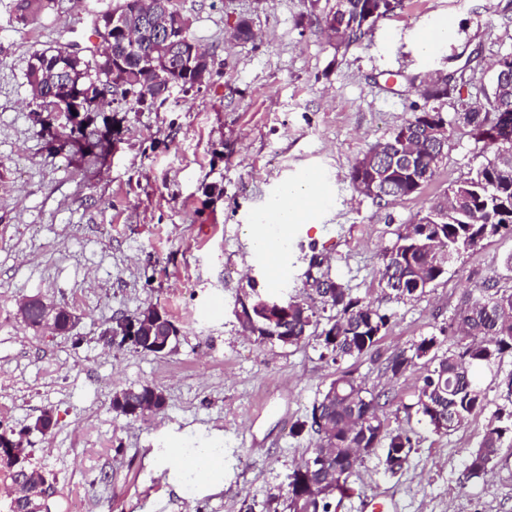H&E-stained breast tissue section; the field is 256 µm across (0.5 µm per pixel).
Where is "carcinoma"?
<instances>
[{
	"label": "carcinoma",
	"mask_w": 512,
	"mask_h": 512,
	"mask_svg": "<svg viewBox=\"0 0 512 512\" xmlns=\"http://www.w3.org/2000/svg\"><path fill=\"white\" fill-rule=\"evenodd\" d=\"M401 5V0H336L316 22L328 25L354 23L355 39L361 41L373 30L362 25L367 12L385 18ZM172 10L171 0H153L151 9L139 16L134 31L125 39L104 45L103 52L86 60L66 48L37 52L29 61L25 76L30 91L40 87L41 111L64 112L73 90L83 95L80 120L74 123L61 147L81 156L104 158L112 151V135L94 125L92 113L97 100L106 93L120 92L122 99L135 98L139 104L165 103L170 89L186 94L195 89L188 75L168 77L170 69L188 64L211 68L205 50L192 62L181 58L196 41L186 32H177L169 45L152 41L155 21ZM507 70L505 80L493 81L482 110L460 102L458 119L470 126L477 140L495 148L493 157L466 180L452 185L442 197L418 215L417 237L401 234L385 251L381 280L391 294L401 300L422 293L445 274L460 253L481 242L512 233V54L501 57ZM443 120L438 112H415L409 120L376 143L381 148L379 192L374 199H403L416 193L430 180L448 151V142L437 141L428 132L429 118ZM310 287L322 307L294 299L257 294L245 305L250 331L262 342L298 345L313 336L334 359L359 357L369 352L390 323V316L372 303L353 298L342 284L330 278H314ZM448 334L458 338L459 349L430 354L436 339L425 338L412 354L393 357L387 371L397 377L415 361L430 356L433 368L427 371L419 390L426 402L417 403L426 425L437 431L435 418L448 423L445 431L456 429L484 407L485 397L475 379V371L512 351V289L497 283L485 285L465 308L448 323ZM147 402L163 408L161 391L143 386L125 389L112 398V409L125 412L128 404ZM388 394L375 393L349 373L332 381L312 407L309 420L297 427L309 428L317 436L312 456L288 475L285 494L275 496L276 506L268 512H330V497L342 491L354 466L375 449L384 450L385 470L397 473L413 448L410 435L386 426ZM512 426L490 425L477 448L469 453L465 479L488 472L499 456L504 437Z\"/></svg>",
	"instance_id": "cac0c4a2"
}]
</instances>
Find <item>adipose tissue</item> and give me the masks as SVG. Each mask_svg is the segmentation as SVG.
<instances>
[{
	"instance_id": "obj_1",
	"label": "adipose tissue",
	"mask_w": 512,
	"mask_h": 512,
	"mask_svg": "<svg viewBox=\"0 0 512 512\" xmlns=\"http://www.w3.org/2000/svg\"><path fill=\"white\" fill-rule=\"evenodd\" d=\"M322 202L320 184L307 181L300 185L286 186L278 195L276 204L267 205V212L277 215L280 228L278 237H267L262 230L254 232V248L259 254H267L270 249H282L288 240L289 225L300 222ZM168 456L176 461L185 463L196 481L218 488L224 484V454L217 451L196 456H188L185 449L171 448Z\"/></svg>"
}]
</instances>
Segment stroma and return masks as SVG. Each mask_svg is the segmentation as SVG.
<instances>
[{
	"label": "stroma",
	"mask_w": 512,
	"mask_h": 512,
	"mask_svg": "<svg viewBox=\"0 0 512 512\" xmlns=\"http://www.w3.org/2000/svg\"><path fill=\"white\" fill-rule=\"evenodd\" d=\"M116 3L50 0L23 18L16 0H0V429L28 428L27 464L51 486L46 512H67L75 487L91 512H265L316 444L294 426L347 370L394 396L388 424L408 431L414 446L394 475L381 451L364 457L331 512H356L360 498L378 492L393 497L397 512H512L511 436L488 475L463 478L487 426L512 412L503 397L512 352L477 370L483 410L444 434L415 410L427 360L397 377L384 371L388 357L431 336L438 352L455 348L449 320L500 273L512 235L464 253L411 300L388 299L379 274L399 229L493 155L457 113L461 102L485 103L492 63L512 53V0H402L346 48L309 21L327 0H176L191 37L214 59L211 78L172 110L131 101L102 107L96 119L118 125L120 135L100 163L56 150L25 71L36 52H99L95 16ZM232 14L251 20L253 40L230 39ZM444 25L450 37L422 50L421 33ZM446 75L448 99L414 89ZM416 110L455 124L433 179L402 200L357 192L349 178L355 160ZM312 169L322 176L323 202L289 225L275 285L251 230L268 198ZM310 275L337 280L390 315L372 352L336 362L313 338L288 346L244 332L239 299L306 298ZM35 294L71 307V333L51 336L21 322L18 302ZM149 307L178 327L173 350L103 341L113 318ZM141 386L163 392L160 412L135 419L113 410L115 392ZM46 411L52 430L30 431ZM176 442L223 449V487L190 483L167 461Z\"/></svg>",
	"instance_id": "1"
}]
</instances>
